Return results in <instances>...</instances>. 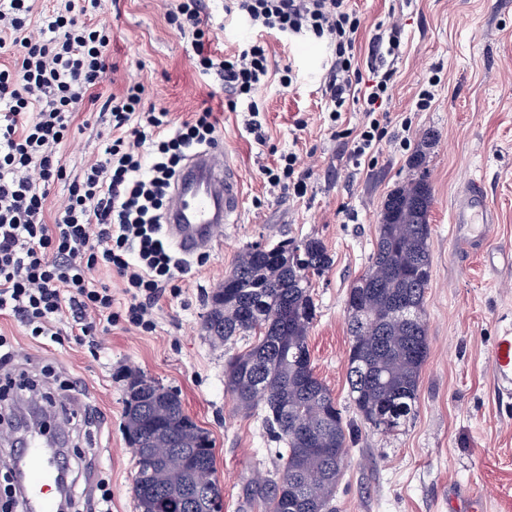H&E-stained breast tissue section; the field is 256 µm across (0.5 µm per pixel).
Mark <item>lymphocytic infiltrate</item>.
<instances>
[{
  "mask_svg": "<svg viewBox=\"0 0 512 512\" xmlns=\"http://www.w3.org/2000/svg\"><path fill=\"white\" fill-rule=\"evenodd\" d=\"M102 0H56L37 11L36 0H0V314L14 317L32 338H57L56 322L69 319L76 340L95 336L100 323L126 322L142 333L155 329L153 306L174 287L185 263L168 247L164 216L184 162L217 141L211 108L175 122L170 112L143 104L146 88L132 82L101 96L97 85L109 66L112 32L91 22ZM224 12L257 32L328 40L333 59L324 82L332 122L352 105L364 119L347 142L354 160L373 154L390 121L387 103L401 30L380 28L369 46L367 70L358 66L362 17L350 0H226ZM169 21L192 36L199 69L231 95L230 109L257 142H265L256 91L270 77L261 42L232 55L210 49L208 23L198 0H178ZM99 106L107 117L100 152L70 185L67 205L48 216L51 187L66 168L58 147L79 112ZM263 174L271 187L304 197L307 176L297 156L280 154ZM105 267L121 288L93 284L89 271ZM58 376L52 366L0 377V424L16 403L39 398L55 407Z\"/></svg>",
  "mask_w": 512,
  "mask_h": 512,
  "instance_id": "1",
  "label": "lymphocytic infiltrate"
}]
</instances>
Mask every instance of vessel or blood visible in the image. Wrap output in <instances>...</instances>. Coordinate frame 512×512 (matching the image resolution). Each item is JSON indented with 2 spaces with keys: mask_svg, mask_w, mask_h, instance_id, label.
Returning a JSON list of instances; mask_svg holds the SVG:
<instances>
[{
  "mask_svg": "<svg viewBox=\"0 0 512 512\" xmlns=\"http://www.w3.org/2000/svg\"><path fill=\"white\" fill-rule=\"evenodd\" d=\"M240 209L238 179L227 151L212 146L193 155L183 166L174 186V204L166 217V232L184 254L209 250L218 231ZM452 222L460 243L483 249L495 224L494 211L481 181L461 190ZM494 382L501 394H512V332L498 336L491 352ZM67 431L64 420H51L43 433L11 444L12 460L25 470L21 484L25 512H59L56 475L65 467L63 456L47 454L48 442Z\"/></svg>",
  "mask_w": 512,
  "mask_h": 512,
  "instance_id": "b4317fda",
  "label": "vessel or blood"
}]
</instances>
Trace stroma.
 <instances>
[{"label":"stroma","instance_id":"35a3bbf8","mask_svg":"<svg viewBox=\"0 0 512 512\" xmlns=\"http://www.w3.org/2000/svg\"><path fill=\"white\" fill-rule=\"evenodd\" d=\"M364 19V38L390 19L402 44L390 86L388 134L371 162L349 160L324 110L328 42L264 34L270 67L294 70L293 90L277 79L258 92L268 133L258 144L214 77L200 74L192 37L168 22L175 0H105L96 22L110 26L113 67L103 94L128 81L146 87L145 103L176 121L210 106L220 120L218 141L237 170L242 197L236 223L224 225L207 261L190 257L176 294L154 310L155 331L117 324L93 343H77L67 321L58 341H35L14 319L0 317V333L14 337L22 356L50 363L67 379L65 397L84 401L93 424L69 433L68 443L91 459L110 482L112 512H136V466L124 431L127 370L176 391L187 413L209 431L224 512H264L252 490L273 472L278 443L259 415L236 413L224 391V366L248 339L214 345L201 333L206 296L223 281L247 244L282 238L321 239L332 259L312 291L316 318L309 348L316 375L330 388L343 416L355 420L347 383L350 336L346 300L370 264L384 202L397 186L424 173L432 187V275L424 312L429 354L422 368L414 416L388 434L361 426L336 487V512H512V397L499 394L490 365L496 336L512 331V0H352ZM211 49L228 55L251 38L243 22L224 14V0H201ZM437 77L430 107L417 106L428 77ZM105 120L92 115L61 149L68 177L56 183L47 209L56 213L70 178L96 158ZM422 151L421 169L410 163ZM296 153L309 175L305 197L271 188L262 169L275 154ZM472 180L482 181L497 216L491 229L494 261L460 244L451 212Z\"/></svg>","mask_w":512,"mask_h":512}]
</instances>
